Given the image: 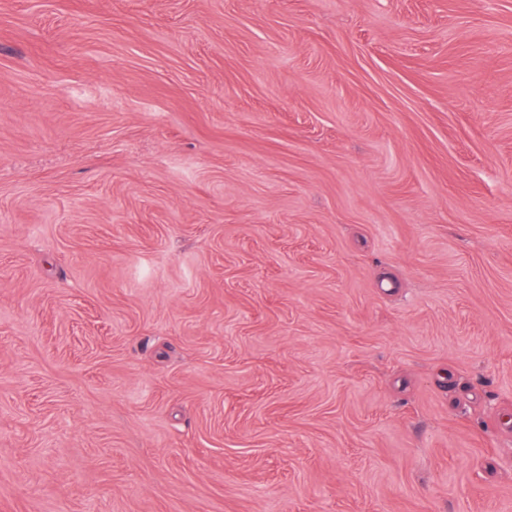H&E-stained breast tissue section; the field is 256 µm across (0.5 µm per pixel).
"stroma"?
Listing matches in <instances>:
<instances>
[{
  "label": "stroma",
  "instance_id": "35a3bbf8",
  "mask_svg": "<svg viewBox=\"0 0 512 512\" xmlns=\"http://www.w3.org/2000/svg\"><path fill=\"white\" fill-rule=\"evenodd\" d=\"M0 512H512V0H0Z\"/></svg>",
  "mask_w": 512,
  "mask_h": 512
}]
</instances>
